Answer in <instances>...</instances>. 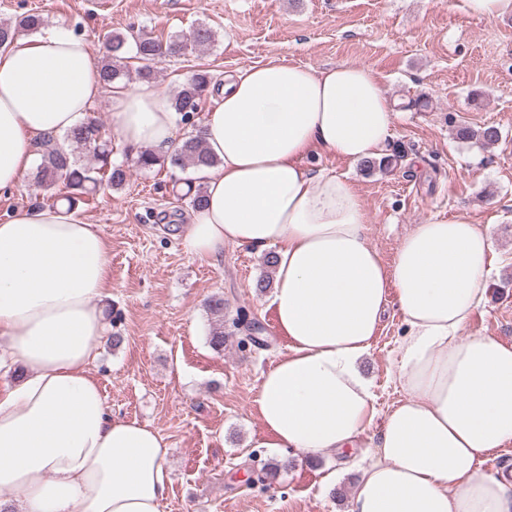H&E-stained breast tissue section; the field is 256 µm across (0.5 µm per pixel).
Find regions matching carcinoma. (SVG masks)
<instances>
[{"label":"carcinoma","mask_w":512,"mask_h":512,"mask_svg":"<svg viewBox=\"0 0 512 512\" xmlns=\"http://www.w3.org/2000/svg\"><path fill=\"white\" fill-rule=\"evenodd\" d=\"M42 25V19L36 14L23 16L15 21L0 22V46L10 42L23 32L36 30ZM215 38L213 30L206 25L194 27L190 38H175L167 42L142 34L128 43L127 36L122 33H111L107 36L111 55L101 61L102 80L107 86L116 81H130L137 76L142 81H149L155 76V65L165 58L180 57L190 49L209 46ZM133 58L138 66L130 71L125 60ZM210 84L209 75L198 73L176 91L172 105L181 116L186 117L201 111L202 96ZM456 136L460 140H479L487 145L496 143L501 132L494 125H486L474 129L467 125L458 127ZM64 140L77 149L84 148L92 152L98 166L91 167L79 163L73 151L65 149L56 141L44 145L42 162L37 169L35 180L39 187L49 190L64 183L72 194L63 196L69 206H74L79 194H93L100 187H118L126 180V171L121 165L111 161V140L106 138L102 126L94 123L91 126H80L64 134ZM167 161L172 168L184 170L192 168L212 167L217 160L209 154L203 137L191 135L174 153L162 158L149 150L139 151L133 163L140 169H151ZM212 316L208 343L216 351L224 350V297L213 296L205 304Z\"/></svg>","instance_id":"carcinoma-1"}]
</instances>
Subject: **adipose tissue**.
Instances as JSON below:
<instances>
[{"label":"adipose tissue","mask_w":512,"mask_h":512,"mask_svg":"<svg viewBox=\"0 0 512 512\" xmlns=\"http://www.w3.org/2000/svg\"><path fill=\"white\" fill-rule=\"evenodd\" d=\"M86 39L42 26L0 47V189L19 184L46 140L88 123L103 92ZM204 117L218 164L183 242L216 259L232 245L276 255L269 297L289 351L262 371L265 447L324 456L380 420L349 512H512V481L484 459L512 445V344L461 338L486 300L485 227L435 217L391 263L347 175L312 171L321 149L351 163L386 157L397 118L370 70L274 59L225 76ZM157 85L112 90V126L155 154L179 144ZM109 243L64 205L0 224V339L24 375L0 389V512H160L172 484L157 430L113 416L90 364L106 335ZM406 325L394 370L407 393L384 415L360 369L389 304Z\"/></svg>","instance_id":"adipose-tissue-1"}]
</instances>
